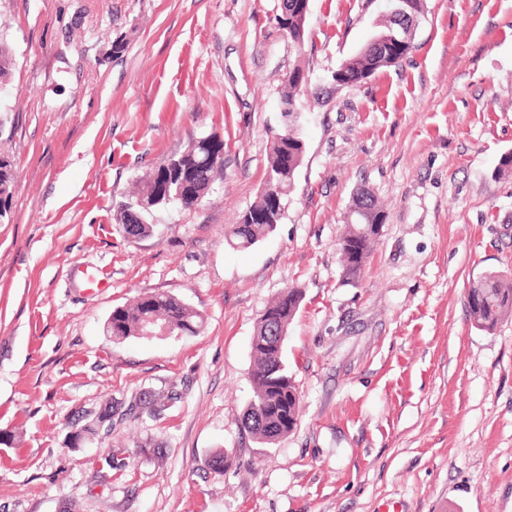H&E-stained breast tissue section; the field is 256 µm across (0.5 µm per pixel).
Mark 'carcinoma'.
Listing matches in <instances>:
<instances>
[{"label": "carcinoma", "instance_id": "obj_1", "mask_svg": "<svg viewBox=\"0 0 512 512\" xmlns=\"http://www.w3.org/2000/svg\"><path fill=\"white\" fill-rule=\"evenodd\" d=\"M280 27L288 38L303 44L307 33L308 17L294 9V0H282ZM414 25L410 20L401 24L387 18L384 29L374 35L362 50L347 58L332 73L331 80L338 86L355 87L368 79L376 70L402 62L412 46L404 35ZM13 48L0 35V85L9 79L13 64ZM307 76L297 66L288 73L281 94L282 128L272 131L267 154L265 185L280 191L287 199L293 191L296 173L303 162L306 145L301 135L282 139L286 131L300 125L301 112L297 99ZM184 160L193 196L205 199L212 186L221 178L224 165V141L215 135L190 142L179 154ZM176 178L154 177L149 172L138 178L137 190L117 204L113 212L115 222L128 235L141 238L154 234L153 212L140 207L142 202L166 205L175 200ZM350 222L342 235L348 250L344 255L343 276L349 283L358 281L366 260L378 238L368 228L384 223V214L374 195L364 187L353 193ZM266 194L243 215L241 222L233 225L227 242L235 248H249L274 231L283 218L284 210L266 213ZM476 287L468 289L467 305L472 324L483 331H492L507 318L512 317V280L508 281L495 272H485L475 280ZM302 291L292 288L280 294L265 310L256 324L251 343L253 371L251 376L252 398L245 409L240 425L254 438L268 444L288 435L297 425L299 397L296 384L288 372L283 356V345L273 334L268 319H274L283 329L298 311ZM203 325V317L179 298L163 292L139 295L112 310L106 321V331L112 342L122 343L132 338H143L152 332L165 336L193 335ZM112 404L105 405L73 437L82 438L95 433L104 423L112 421Z\"/></svg>", "mask_w": 512, "mask_h": 512}]
</instances>
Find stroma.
I'll return each instance as SVG.
<instances>
[{"label":"stroma","instance_id":"stroma-1","mask_svg":"<svg viewBox=\"0 0 512 512\" xmlns=\"http://www.w3.org/2000/svg\"><path fill=\"white\" fill-rule=\"evenodd\" d=\"M390 0H310L303 44L281 0H0L14 51L0 152V512H512V320L468 318L471 282L512 279V0H426L413 49L355 88L331 74ZM306 153L284 217L225 236L264 187L295 66ZM224 180L198 206L113 220L135 181L208 135ZM386 211L357 285L337 239L357 188ZM105 270L90 289L87 277ZM303 301L284 358L296 428L257 442L251 341L273 299ZM145 292L200 311L199 333L112 343ZM177 402L140 413L139 397ZM112 422L72 447L105 404ZM223 451L224 468L211 465ZM293 0L282 1L281 15L278 20L280 27L288 34V38L294 43L303 44L307 33L308 17L303 16L299 11L294 9Z\"/></svg>","mask_w":512,"mask_h":512}]
</instances>
